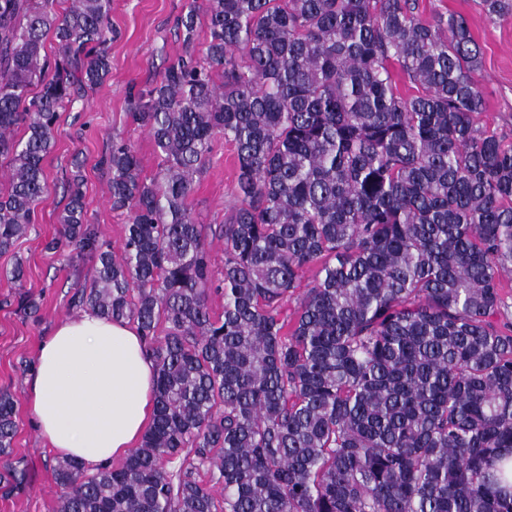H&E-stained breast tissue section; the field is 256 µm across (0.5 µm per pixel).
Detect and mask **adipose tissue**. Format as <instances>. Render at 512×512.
<instances>
[{"mask_svg": "<svg viewBox=\"0 0 512 512\" xmlns=\"http://www.w3.org/2000/svg\"><path fill=\"white\" fill-rule=\"evenodd\" d=\"M155 364L136 326L86 311L44 336L27 380L30 420L55 457L107 466L154 411Z\"/></svg>", "mask_w": 512, "mask_h": 512, "instance_id": "adipose-tissue-1", "label": "adipose tissue"}]
</instances>
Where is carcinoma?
I'll return each instance as SVG.
<instances>
[{
    "label": "carcinoma",
    "mask_w": 512,
    "mask_h": 512,
    "mask_svg": "<svg viewBox=\"0 0 512 512\" xmlns=\"http://www.w3.org/2000/svg\"><path fill=\"white\" fill-rule=\"evenodd\" d=\"M55 3L0 0V253L48 192L59 112L111 69L112 0ZM479 5L512 17V0ZM177 26L182 54L129 100L158 171L118 137L99 161L120 249L85 222L77 175L52 242L95 262L70 306L136 325L156 366L152 423L120 466L55 465L59 512H512V139L481 123L466 18L419 0H191ZM219 136L237 204L215 228L187 199ZM17 428L1 391L11 491L27 482L7 461Z\"/></svg>",
    "instance_id": "cac0c4a2"
}]
</instances>
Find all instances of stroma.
Listing matches in <instances>:
<instances>
[{"label":"stroma","instance_id":"35a3bbf8","mask_svg":"<svg viewBox=\"0 0 512 512\" xmlns=\"http://www.w3.org/2000/svg\"><path fill=\"white\" fill-rule=\"evenodd\" d=\"M426 15L460 13L466 16L484 59L478 80L487 99L483 122L512 134V18L492 21L478 0H422ZM188 0H112L110 23L116 37L110 50L111 72L104 82L73 107L61 112L55 146L44 161L49 192L38 204L29 233L0 254V390L17 401L19 430L15 458L24 460L28 482L24 489L0 494V512H56L58 493L52 467L55 457L33 430L26 402V380L39 344L61 320L72 317L70 298L94 274L91 260H66L48 243L59 229L58 218L68 199L67 181L80 174L85 195V219L103 239L120 246L125 218L108 200L109 175L99 165L112 138L131 139L144 175H153L159 157L149 135L132 125L128 94L150 86L182 52L176 27ZM235 150L217 141L206 171L188 197V205L205 224L223 223L236 203ZM22 263L23 290L35 301L36 315L25 316L16 304L4 303L9 291L3 275Z\"/></svg>","mask_w":512,"mask_h":512}]
</instances>
